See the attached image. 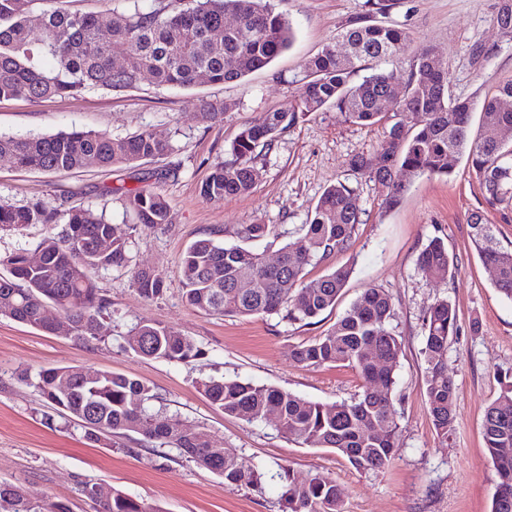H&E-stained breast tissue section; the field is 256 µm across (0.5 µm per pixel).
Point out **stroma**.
I'll use <instances>...</instances> for the list:
<instances>
[{
	"label": "stroma",
	"mask_w": 512,
	"mask_h": 512,
	"mask_svg": "<svg viewBox=\"0 0 512 512\" xmlns=\"http://www.w3.org/2000/svg\"><path fill=\"white\" fill-rule=\"evenodd\" d=\"M294 31L292 45L268 67L230 83L202 82L189 89H163L150 78L124 92L97 90L42 103L0 101V137H37L74 128L115 138L149 132L171 140L167 158L135 169L88 167L62 174L16 168L0 158V205L36 202L66 209L84 205L105 213L128 238L132 268L159 274L162 293L139 295L129 270L99 272L97 285L110 301L100 320L101 338L87 343L48 335L0 317V483L22 486L32 497L62 504L68 512H102L83 488L101 483L160 506L163 512H286L285 478L321 473L344 489V512H490L498 481L484 446L482 423L489 403L512 381V300L494 286V274L474 245L473 214L491 224L502 247L512 249V205H489L466 160L451 177H410L400 202L386 207L387 190L354 172L352 156H376L384 125L360 126L336 112H313L282 133L271 152L254 160L249 194L221 201L201 186L214 166L228 159L239 129L259 122L293 99L305 59L334 41L337 32L367 11L366 0H274ZM499 0H396L385 21L408 38L399 69L431 48L448 67L453 95L477 101L512 78V35L497 26ZM490 53L475 56L474 47ZM205 102L232 103L222 119L202 113ZM343 183L362 211L348 248L307 266V279L336 267L352 269L331 311L311 323L278 316L220 317L196 311L183 296L181 258L186 247L209 233L225 245L241 243L248 224H272L277 238L260 244L268 259L297 238L324 189ZM156 187L170 205L168 224L146 228L126 215L118 188ZM441 237L454 259L452 278L426 276L417 257L428 240ZM369 288L390 294L402 354L395 369L394 405L398 451L383 471L363 473L336 452L298 444L274 421L250 423L225 415L197 389L200 380L224 378L274 386L306 399L348 401L361 380L340 364L304 366L294 346L330 329ZM446 297L458 311V334L448 345V374L456 387V429L438 436L424 394V312ZM160 323L190 337L203 356L188 362L140 358L125 337L138 323ZM77 365L136 377L159 398L164 416L203 430L215 447L234 449L264 472L262 490L225 483L198 467L179 449L156 441H130L122 448L83 439L63 419L46 423L47 407L22 375L41 368Z\"/></svg>",
	"instance_id": "stroma-1"
}]
</instances>
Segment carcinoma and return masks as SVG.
I'll list each match as a JSON object with an SVG mask.
<instances>
[{
    "instance_id": "cac0c4a2",
    "label": "carcinoma",
    "mask_w": 512,
    "mask_h": 512,
    "mask_svg": "<svg viewBox=\"0 0 512 512\" xmlns=\"http://www.w3.org/2000/svg\"><path fill=\"white\" fill-rule=\"evenodd\" d=\"M55 0H0V99L16 97L39 102L95 90L121 92L137 86L141 73L161 88H189L201 78L232 82L275 60L293 40L289 21L275 11L271 0H128L106 19L94 14L71 13L52 6ZM371 9L356 17L305 60L297 95L288 106L269 112L261 122L244 126L230 146L231 159L214 167L201 193L214 200L249 193L254 186L253 160L257 148L270 150L280 134L299 115L334 110L345 120L361 125L387 122L378 158L357 155L350 169L366 174L387 189L385 204H398L405 191L403 176L450 177L462 155L489 204L512 199V145L496 137L512 128V80L501 82L479 104L448 92V77L441 60L430 50L410 64L405 81L380 67L394 60L407 33L375 20L393 0H368ZM38 3H45L39 27L30 23ZM238 19L234 29L224 28V15ZM122 47L136 65L115 67L112 45ZM366 72L361 80L354 77ZM402 96L397 112L381 111L382 100ZM480 111L477 132L471 116ZM413 114L409 125L399 118ZM174 151L169 140L143 132L114 138L103 132L73 129L55 135L0 139V153L15 167L59 174L90 165L131 166L161 158ZM125 212L136 223L154 228L170 223L166 198L151 188L120 192ZM63 223L57 235L43 238L32 251L0 255V316L56 335L43 318L45 307L60 311L71 324L69 336L98 341V318L109 302L97 286L102 270L131 269L137 291L154 298L163 290L162 278L148 270L130 268L129 242L112 238V250L101 254L99 240L110 236L113 225L105 214L84 206L60 213L44 203L23 208L0 205V230H19L29 224ZM362 223L352 190L344 184L324 190L312 209L304 233L280 249L279 265L268 266L264 254L251 247L225 246L213 237L194 241L185 251L181 267L186 302L209 315H279L289 321H307L333 309L350 277L351 267L306 280L311 262L345 251ZM475 248L482 261L495 270L494 286L512 299V250L502 248L482 217H472ZM246 241L276 236L270 224H247ZM39 254L41 263L30 257ZM421 271L432 278L451 276L453 260L440 237H433L419 253ZM247 281L243 291L238 283ZM395 310L390 296L369 288L323 335L294 347L299 364H345L362 379V392L350 401L321 403L252 381L209 378L198 388L209 402L229 416L247 422L278 412L277 429L287 438L309 447L330 448L359 471L388 467L396 454L399 422L392 392L394 367L402 354L395 332ZM422 353L428 411L438 435L454 430L456 400L448 377V342L457 335L455 306L437 299L424 316ZM127 348L143 358L181 362L203 355L189 337L159 323L137 324L127 334ZM374 348L387 357L369 359ZM47 407L83 430V438L102 447L120 445L139 435L160 441L190 456L202 468L236 486L258 487L257 467L230 448H214L206 434L178 418H163L152 409L157 396L142 381L111 371H90L79 366L43 368L24 374ZM485 448L498 475L491 512L505 510L501 492L512 495V383L485 411ZM283 497L288 512H343L344 491L336 481L320 474L303 481L288 479ZM0 512H64L34 500L17 485L0 484ZM103 512H163L118 490L103 499Z\"/></svg>"
}]
</instances>
